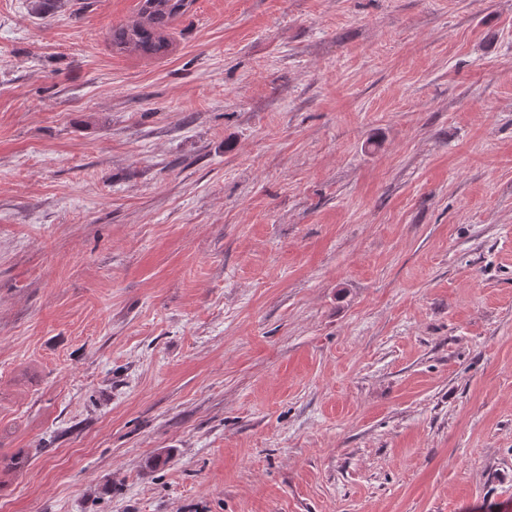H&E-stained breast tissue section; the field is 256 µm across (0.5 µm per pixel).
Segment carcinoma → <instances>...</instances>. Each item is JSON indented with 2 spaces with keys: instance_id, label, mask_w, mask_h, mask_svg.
I'll return each mask as SVG.
<instances>
[{
  "instance_id": "cac0c4a2",
  "label": "carcinoma",
  "mask_w": 512,
  "mask_h": 512,
  "mask_svg": "<svg viewBox=\"0 0 512 512\" xmlns=\"http://www.w3.org/2000/svg\"><path fill=\"white\" fill-rule=\"evenodd\" d=\"M193 4L194 0H140L138 18L112 28V46L147 56L164 54L169 48L165 28Z\"/></svg>"
}]
</instances>
